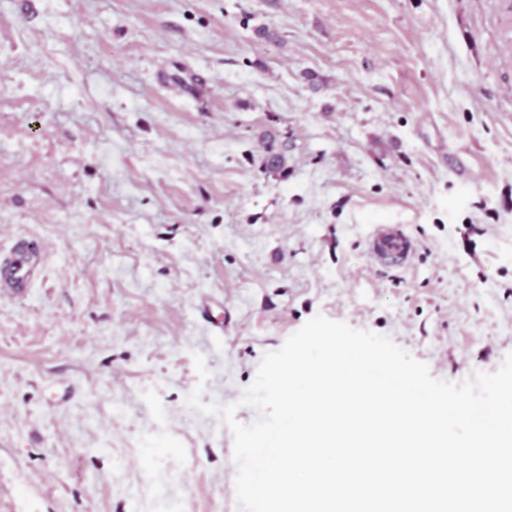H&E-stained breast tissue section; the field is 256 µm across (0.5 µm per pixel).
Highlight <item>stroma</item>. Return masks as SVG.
<instances>
[{
  "mask_svg": "<svg viewBox=\"0 0 512 512\" xmlns=\"http://www.w3.org/2000/svg\"><path fill=\"white\" fill-rule=\"evenodd\" d=\"M379 224L404 267L369 257ZM20 240L44 254L0 291V512H238L232 433L185 399L251 423L311 318L455 384L512 353V0H0ZM260 140L264 144L265 156L263 157V169L282 172L287 168L286 156L274 149V138L270 133H263ZM370 249L383 266H403L412 249L410 238L400 229L379 224L371 235Z\"/></svg>",
  "mask_w": 512,
  "mask_h": 512,
  "instance_id": "35a3bbf8",
  "label": "stroma"
}]
</instances>
